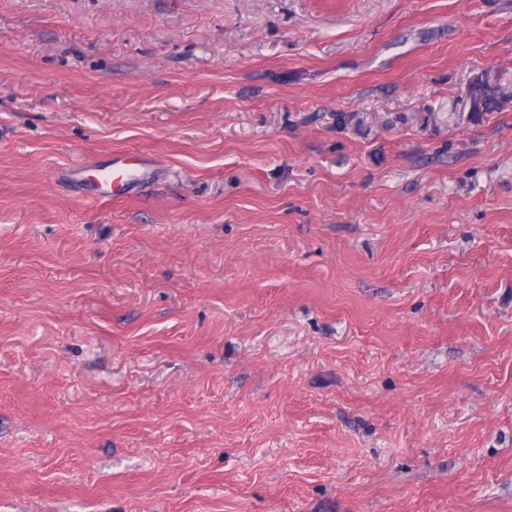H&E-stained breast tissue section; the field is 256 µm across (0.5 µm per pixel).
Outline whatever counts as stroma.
<instances>
[{
  "label": "stroma",
  "mask_w": 512,
  "mask_h": 512,
  "mask_svg": "<svg viewBox=\"0 0 512 512\" xmlns=\"http://www.w3.org/2000/svg\"><path fill=\"white\" fill-rule=\"evenodd\" d=\"M0 512H512V0H0ZM474 102L473 111L493 112L499 107V91L489 79H480L469 88Z\"/></svg>",
  "instance_id": "obj_1"
}]
</instances>
